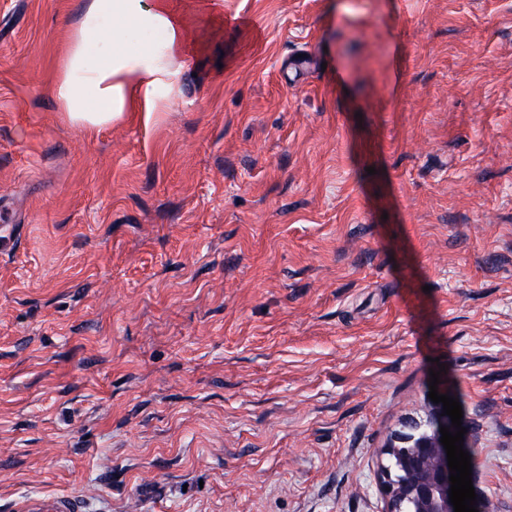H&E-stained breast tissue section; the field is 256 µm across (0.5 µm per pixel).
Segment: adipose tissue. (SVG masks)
I'll list each match as a JSON object with an SVG mask.
<instances>
[{"instance_id":"obj_1","label":"adipose tissue","mask_w":512,"mask_h":512,"mask_svg":"<svg viewBox=\"0 0 512 512\" xmlns=\"http://www.w3.org/2000/svg\"><path fill=\"white\" fill-rule=\"evenodd\" d=\"M224 16V0H89L55 87L67 120L104 128L127 112L169 104L175 61L190 52L198 12Z\"/></svg>"}]
</instances>
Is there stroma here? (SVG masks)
Masks as SVG:
<instances>
[{
	"instance_id": "35a3bbf8",
	"label": "stroma",
	"mask_w": 512,
	"mask_h": 512,
	"mask_svg": "<svg viewBox=\"0 0 512 512\" xmlns=\"http://www.w3.org/2000/svg\"><path fill=\"white\" fill-rule=\"evenodd\" d=\"M87 3L0 0V512H383L436 357L512 512V0H224L102 129ZM21 512H82L81 502L68 497L60 496L51 499H30L23 501L19 506Z\"/></svg>"
}]
</instances>
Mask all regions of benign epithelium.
<instances>
[{"label": "benign epithelium", "mask_w": 512, "mask_h": 512, "mask_svg": "<svg viewBox=\"0 0 512 512\" xmlns=\"http://www.w3.org/2000/svg\"><path fill=\"white\" fill-rule=\"evenodd\" d=\"M442 426L456 431L443 407L435 406L425 421L408 425L416 435L409 439L399 434L384 449L387 463L377 474L384 512H454L447 454L440 442Z\"/></svg>", "instance_id": "7a95c632"}]
</instances>
